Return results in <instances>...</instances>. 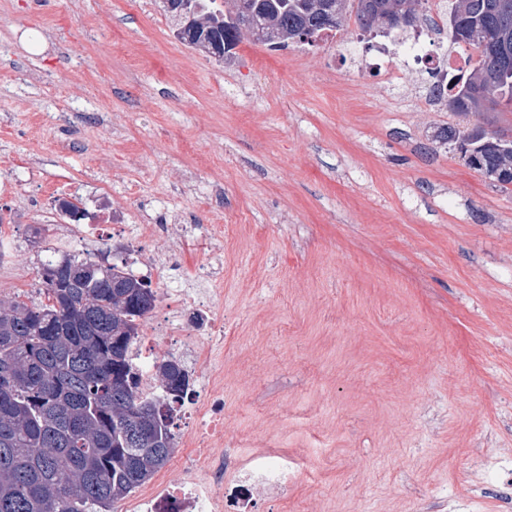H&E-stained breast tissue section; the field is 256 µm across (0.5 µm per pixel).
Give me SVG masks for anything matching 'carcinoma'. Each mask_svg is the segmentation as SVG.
Segmentation results:
<instances>
[{"mask_svg": "<svg viewBox=\"0 0 512 512\" xmlns=\"http://www.w3.org/2000/svg\"><path fill=\"white\" fill-rule=\"evenodd\" d=\"M249 5L272 50L338 30L346 15L371 32L399 23L387 14L427 0H164L178 40L208 49L236 46L232 16ZM453 43L469 51L468 74L433 87L434 100L461 116L512 112V47L492 55L481 36L512 26L499 4L512 0H449ZM436 138L457 145L466 164L501 186L512 185V139L480 124L448 126ZM94 266L90 274L82 273ZM45 299L0 298V512H112L146 483L175 448L174 404L193 392L184 365H156L162 397L147 398L131 348L141 320L155 308L150 285L123 268L90 257L43 265Z\"/></svg>", "mask_w": 512, "mask_h": 512, "instance_id": "obj_1", "label": "carcinoma"}]
</instances>
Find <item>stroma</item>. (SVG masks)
Here are the masks:
<instances>
[{"mask_svg": "<svg viewBox=\"0 0 512 512\" xmlns=\"http://www.w3.org/2000/svg\"><path fill=\"white\" fill-rule=\"evenodd\" d=\"M356 34L220 59L161 0H0V297L80 248L58 198L105 205L97 254L224 324V512H512V185L436 140L413 29Z\"/></svg>", "mask_w": 512, "mask_h": 512, "instance_id": "35a3bbf8", "label": "stroma"}]
</instances>
